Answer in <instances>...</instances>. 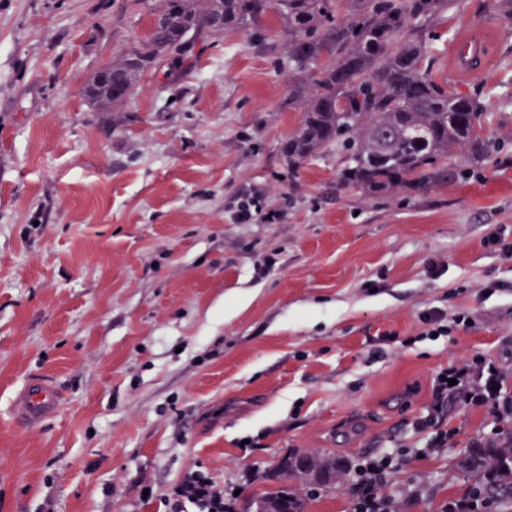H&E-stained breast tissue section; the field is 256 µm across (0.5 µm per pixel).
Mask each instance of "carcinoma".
<instances>
[{"label": "carcinoma", "instance_id": "carcinoma-1", "mask_svg": "<svg viewBox=\"0 0 512 512\" xmlns=\"http://www.w3.org/2000/svg\"><path fill=\"white\" fill-rule=\"evenodd\" d=\"M154 15L138 45L120 52L85 86L102 112H118L157 64L182 57L224 16L233 30L275 10L292 37V58L305 66L323 51L334 62L300 79L295 98L303 105L299 126L282 145L290 165L338 147L346 153L344 184L369 195L422 190L461 175L453 155L483 161L493 144L481 133V106L474 97L448 92L423 69L430 45L414 35V21L448 0H348L350 18L320 33L333 15L329 0H134ZM469 482L461 499L480 512H512V424L471 439L456 460ZM347 464L318 451H290L267 474L271 489L252 502L255 512H307L309 495L339 482Z\"/></svg>", "mask_w": 512, "mask_h": 512}]
</instances>
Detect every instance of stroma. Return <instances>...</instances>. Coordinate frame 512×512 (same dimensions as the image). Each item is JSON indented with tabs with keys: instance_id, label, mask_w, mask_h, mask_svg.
<instances>
[{
	"instance_id": "obj_1",
	"label": "stroma",
	"mask_w": 512,
	"mask_h": 512,
	"mask_svg": "<svg viewBox=\"0 0 512 512\" xmlns=\"http://www.w3.org/2000/svg\"><path fill=\"white\" fill-rule=\"evenodd\" d=\"M151 23L130 0H0V512H193L171 495L192 472L246 512L286 452L400 448L390 484L419 490L402 512H440L495 420L449 403L447 447L420 453L436 373L479 356L512 395V0L416 26L492 152L382 196L341 185L335 150L283 157L301 72L273 11L96 111L87 79ZM473 28L492 62L455 75L448 47ZM242 198L277 220L237 223ZM434 309L474 323L425 335ZM36 378L63 401L29 428L11 402Z\"/></svg>"
}]
</instances>
